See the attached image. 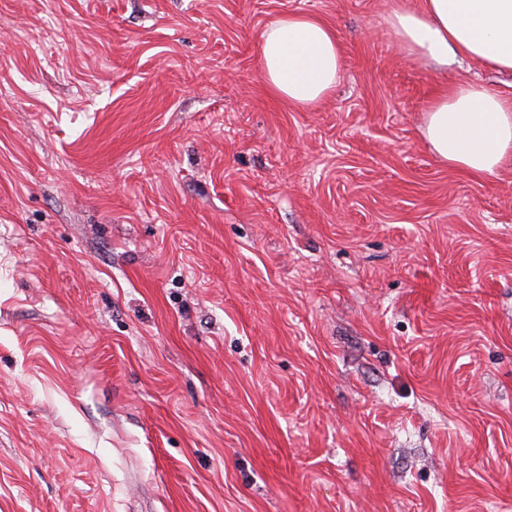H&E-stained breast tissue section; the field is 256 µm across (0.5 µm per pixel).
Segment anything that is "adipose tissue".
<instances>
[{"label":"adipose tissue","instance_id":"adipose-tissue-1","mask_svg":"<svg viewBox=\"0 0 512 512\" xmlns=\"http://www.w3.org/2000/svg\"><path fill=\"white\" fill-rule=\"evenodd\" d=\"M413 60L439 65L466 58L512 71V0H422L386 17ZM340 44L322 20L279 17L262 35L259 68L268 89L297 107L326 99L339 77ZM424 135L450 167L491 175L512 155V101L476 81L444 89L429 108Z\"/></svg>","mask_w":512,"mask_h":512}]
</instances>
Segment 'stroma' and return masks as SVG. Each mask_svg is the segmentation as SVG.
Wrapping results in <instances>:
<instances>
[{
	"mask_svg": "<svg viewBox=\"0 0 512 512\" xmlns=\"http://www.w3.org/2000/svg\"><path fill=\"white\" fill-rule=\"evenodd\" d=\"M393 0H0V512H512V160L449 168ZM307 13L341 72L275 97ZM259 68L268 89L297 107L326 99L339 77L340 44L322 20L288 13L264 31Z\"/></svg>",
	"mask_w": 512,
	"mask_h": 512,
	"instance_id": "1",
	"label": "stroma"
}]
</instances>
